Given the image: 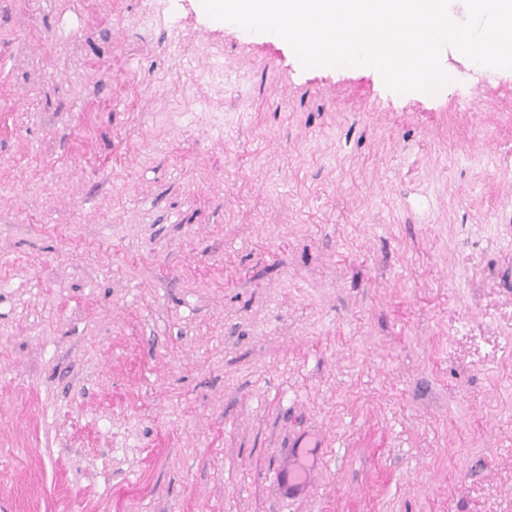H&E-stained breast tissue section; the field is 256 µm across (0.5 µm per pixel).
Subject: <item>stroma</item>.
<instances>
[{
    "instance_id": "stroma-1",
    "label": "stroma",
    "mask_w": 512,
    "mask_h": 512,
    "mask_svg": "<svg viewBox=\"0 0 512 512\" xmlns=\"http://www.w3.org/2000/svg\"><path fill=\"white\" fill-rule=\"evenodd\" d=\"M447 63L0 0V512H512V69Z\"/></svg>"
}]
</instances>
